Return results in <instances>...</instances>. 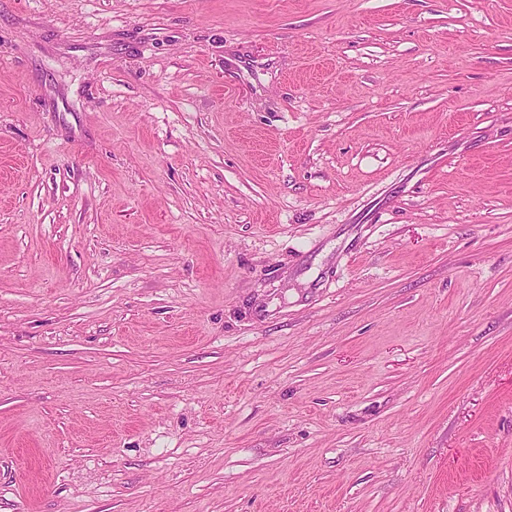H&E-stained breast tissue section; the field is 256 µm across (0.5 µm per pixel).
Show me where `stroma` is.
<instances>
[{
	"label": "stroma",
	"instance_id": "obj_1",
	"mask_svg": "<svg viewBox=\"0 0 512 512\" xmlns=\"http://www.w3.org/2000/svg\"><path fill=\"white\" fill-rule=\"evenodd\" d=\"M0 512H512V0H0Z\"/></svg>",
	"mask_w": 512,
	"mask_h": 512
}]
</instances>
